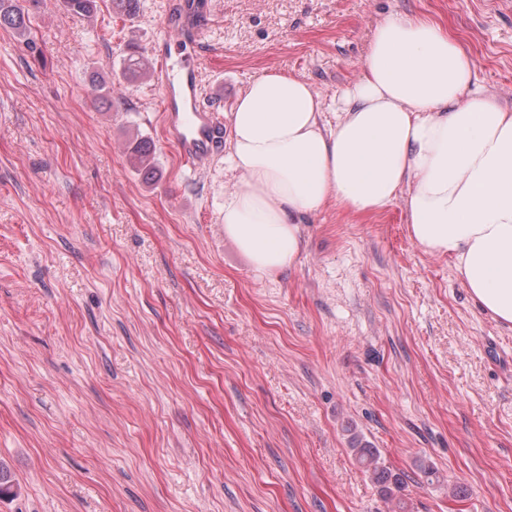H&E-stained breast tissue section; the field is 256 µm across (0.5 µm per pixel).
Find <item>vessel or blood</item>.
Masks as SVG:
<instances>
[{
    "label": "vessel or blood",
    "instance_id": "1",
    "mask_svg": "<svg viewBox=\"0 0 512 512\" xmlns=\"http://www.w3.org/2000/svg\"><path fill=\"white\" fill-rule=\"evenodd\" d=\"M207 24L204 0H173L162 37L150 47L153 83L163 100V126L184 165L199 167L219 148L222 117L201 102L198 47Z\"/></svg>",
    "mask_w": 512,
    "mask_h": 512
}]
</instances>
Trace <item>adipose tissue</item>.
<instances>
[{"label":"adipose tissue","mask_w":512,"mask_h":512,"mask_svg":"<svg viewBox=\"0 0 512 512\" xmlns=\"http://www.w3.org/2000/svg\"><path fill=\"white\" fill-rule=\"evenodd\" d=\"M475 80L458 42L415 14L377 22L334 121L304 79L255 77L229 114L225 236L273 274L296 262L302 224L329 202L374 213L399 201L411 239L449 257L481 309L512 326V110Z\"/></svg>","instance_id":"obj_1"}]
</instances>
